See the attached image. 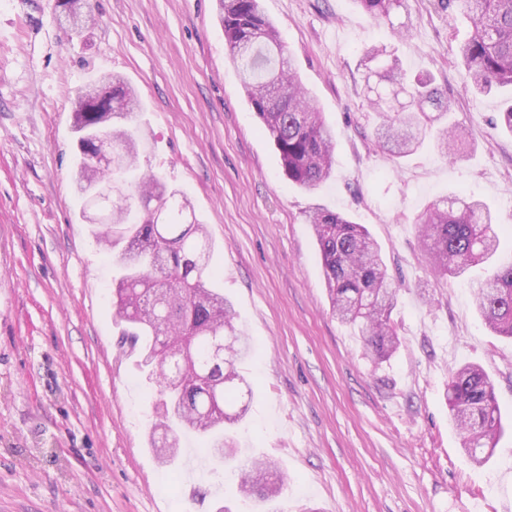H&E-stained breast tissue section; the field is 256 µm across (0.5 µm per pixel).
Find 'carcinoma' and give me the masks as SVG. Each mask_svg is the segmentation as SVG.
Segmentation results:
<instances>
[{"label":"carcinoma","mask_w":512,"mask_h":512,"mask_svg":"<svg viewBox=\"0 0 512 512\" xmlns=\"http://www.w3.org/2000/svg\"><path fill=\"white\" fill-rule=\"evenodd\" d=\"M355 2L377 20L389 19L403 4ZM439 2L446 8L455 5L472 28L458 49L470 89L476 94L512 89V0ZM217 11L232 62L288 181L305 189L318 187L332 174L335 136L292 68L261 0H217ZM386 67L409 105L397 108L395 91L376 92L371 108L378 119L377 145L405 158L434 139L448 163L463 158V131L448 123L452 104L433 86L431 76L411 78L395 59ZM141 112L139 98L117 75L99 76L79 92V191L91 195L114 173L124 175L121 198L97 197L103 220L96 236L121 270L113 291L114 315L130 326L126 336L131 346L142 344V364L164 409L157 427L172 435L165 462L175 461L186 432L198 436L202 451L224 460L229 427L245 414V409H235V402L245 382L238 363L250 345L236 326L232 304L210 287L215 275L208 264L211 244L189 200L168 188L160 174L138 165ZM309 223L332 314L358 329L376 359L389 358L400 345L391 322L398 288L378 243L365 226L329 209L314 212ZM417 223L441 281L488 262L500 246L495 214L472 196L434 203ZM475 298L486 326L512 338V262L494 267ZM446 399L465 452L481 463L477 450L496 447L502 429L493 380L480 366L464 365L449 376ZM285 485L286 476L272 461L238 471L239 492L262 503L275 501Z\"/></svg>","instance_id":"obj_1"}]
</instances>
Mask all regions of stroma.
I'll return each mask as SVG.
<instances>
[{
    "mask_svg": "<svg viewBox=\"0 0 512 512\" xmlns=\"http://www.w3.org/2000/svg\"><path fill=\"white\" fill-rule=\"evenodd\" d=\"M62 2L0 0V512H264L195 436L170 466L150 446L154 400L75 181V94L102 73L142 102V168L206 227L213 285L251 344L238 456L286 472L275 512H512V341L476 311L487 270L436 287L416 224L432 202L481 198L512 260V135L491 125L499 93L465 82L466 21L438 0H404L383 23L355 0H262L336 136L331 178L308 190L284 176L249 105L216 0H87L73 37ZM373 45L433 76L468 134L463 160L377 146L365 85L390 83L369 73ZM319 208L365 225L399 287L401 345L386 362L330 312L308 222ZM467 363L493 379L506 427L480 466L445 399Z\"/></svg>",
    "mask_w": 512,
    "mask_h": 512,
    "instance_id": "35a3bbf8",
    "label": "stroma"
}]
</instances>
